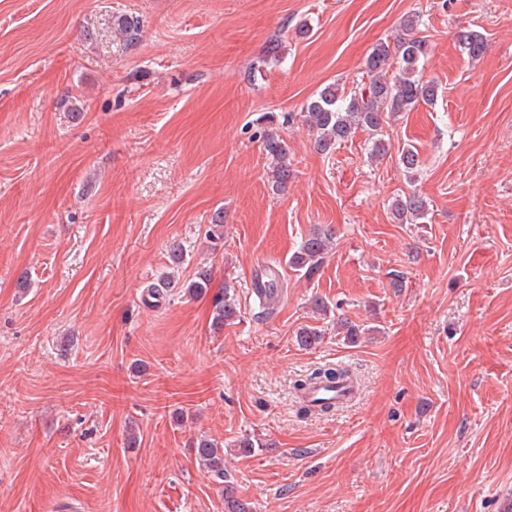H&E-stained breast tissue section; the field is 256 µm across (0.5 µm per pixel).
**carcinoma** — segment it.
<instances>
[{
	"label": "carcinoma",
	"instance_id": "obj_1",
	"mask_svg": "<svg viewBox=\"0 0 512 512\" xmlns=\"http://www.w3.org/2000/svg\"><path fill=\"white\" fill-rule=\"evenodd\" d=\"M116 25L128 41L137 39L140 31L137 18L122 16L116 20ZM418 27L419 17L407 16L401 22V34L393 43L379 42L371 48L365 60L366 73L370 76L368 86L345 96L339 93L336 85L329 84L306 102L301 116L307 127L315 132L318 150L328 153L360 129L370 136V159L375 161L383 158L389 152V144L382 135L387 120L410 112L422 103H434L438 97V86L421 73L420 61L426 56L427 43L418 36ZM458 39L473 58L481 56L486 50V43L480 34L461 31ZM262 148L273 161V191H285L292 177L286 141L277 133L267 130L262 135ZM399 161L405 172L409 173V183H414L421 163L418 149L414 146L402 148ZM394 211L399 223L416 224L427 217L428 209L425 200L410 192L395 199ZM207 234L214 245L224 240L222 211L214 213ZM332 238L333 234L328 230L311 233L289 258V264L303 272V276L313 278L324 263ZM210 284L211 273L201 269L191 281L182 284V288L184 295L193 299L206 295ZM236 317L237 304L229 291L215 294L211 320L213 330H222L224 324ZM297 336L303 346L310 348L320 343L323 333L316 327L304 326L298 330ZM347 375L348 371L342 367L322 366L313 370L308 377L296 381L294 387L299 391L317 384L332 388ZM192 451L200 469L224 487V512H250L248 503L238 496L234 483L226 480L224 448L201 436L193 443Z\"/></svg>",
	"mask_w": 512,
	"mask_h": 512
}]
</instances>
